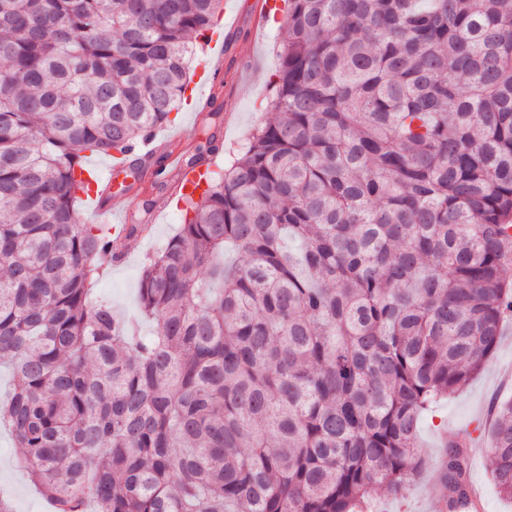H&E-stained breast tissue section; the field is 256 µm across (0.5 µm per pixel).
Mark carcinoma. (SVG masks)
<instances>
[{
    "mask_svg": "<svg viewBox=\"0 0 512 512\" xmlns=\"http://www.w3.org/2000/svg\"><path fill=\"white\" fill-rule=\"evenodd\" d=\"M220 6L0 0V423L52 512H357L512 313V0H286L268 119L143 266L154 333L88 304L81 153L172 122ZM489 438L512 499V400ZM444 470L464 506L466 442Z\"/></svg>",
    "mask_w": 512,
    "mask_h": 512,
    "instance_id": "obj_1",
    "label": "carcinoma"
}]
</instances>
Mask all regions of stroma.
<instances>
[{
	"label": "stroma",
	"mask_w": 512,
	"mask_h": 512,
	"mask_svg": "<svg viewBox=\"0 0 512 512\" xmlns=\"http://www.w3.org/2000/svg\"><path fill=\"white\" fill-rule=\"evenodd\" d=\"M274 2L239 0L225 36L224 73L217 81L208 83L201 77L199 62L206 48L195 47L189 60L192 90L175 123L154 133L162 154L152 160L151 175L132 177L125 190L103 195V203L120 214L123 223L144 224L148 230L126 241L125 262L99 276L92 302H108L126 319L139 314L143 266L166 247L183 222L173 201L178 170L165 164L164 154L188 158L204 143L206 131L216 127L220 133L215 167L221 170L266 121L272 95L269 80L278 65L283 19L282 13L274 11ZM508 369H512V317L504 320L500 344L485 369L461 391L423 413L421 476L394 494L375 490L373 512H426L429 500L444 490L440 460L448 441L468 436L473 442L487 443L492 403L512 398V383L502 380ZM0 486L10 490L13 512H48L23 467L21 448L4 428H0Z\"/></svg>",
	"instance_id": "1"
}]
</instances>
